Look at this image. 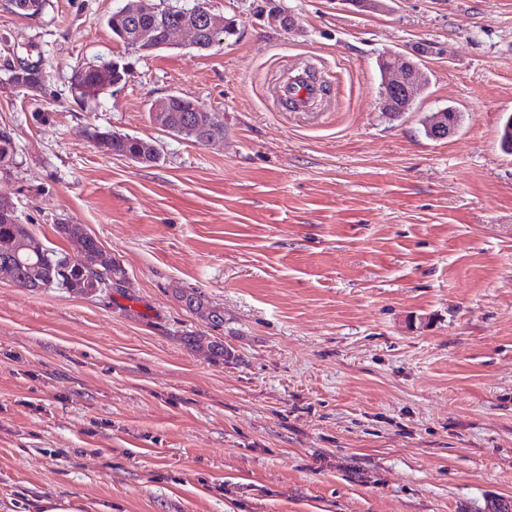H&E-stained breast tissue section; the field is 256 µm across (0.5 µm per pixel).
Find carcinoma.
I'll return each instance as SVG.
<instances>
[{"label": "carcinoma", "mask_w": 512, "mask_h": 512, "mask_svg": "<svg viewBox=\"0 0 512 512\" xmlns=\"http://www.w3.org/2000/svg\"><path fill=\"white\" fill-rule=\"evenodd\" d=\"M10 12L22 17L36 15L45 6V0H10ZM188 6L162 5L159 0H141L140 7L133 14L114 12L106 19V25L120 44L116 27H121L127 34H132L139 27L151 29L156 38L164 37L166 25L172 22L193 20ZM232 35L230 31L206 30L197 42L196 50L209 51L220 47L224 39ZM116 59L102 58L95 63L85 64L75 69L71 87L91 88L97 94L107 91L116 92L115 83L125 86L121 74L113 71ZM192 99L183 95L174 102L169 112L156 114V121L167 131L189 139L200 145H208L224 139V126L215 118L198 120L204 113L191 112ZM459 123L457 111L448 107L424 117L423 128L439 123L440 120ZM89 138L95 148L106 155L129 158L137 163L150 165L158 162L160 152L151 140L134 137L117 132L94 130ZM15 151L12 133L7 128H0V163L10 161ZM15 204L0 194V275L14 281L17 286L30 292L47 288H63L73 293L96 296L123 288L126 282L125 268L104 247L90 235L85 225L60 223L54 225V232L65 240L70 248L55 250L37 235L28 224L16 221ZM176 299L191 314L214 329L224 326V311L211 305L207 297L196 289H174Z\"/></svg>", "instance_id": "1"}]
</instances>
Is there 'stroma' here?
Wrapping results in <instances>:
<instances>
[{"instance_id":"35a3bbf8","label":"stroma","mask_w":512,"mask_h":512,"mask_svg":"<svg viewBox=\"0 0 512 512\" xmlns=\"http://www.w3.org/2000/svg\"><path fill=\"white\" fill-rule=\"evenodd\" d=\"M124 3L0 6V193L51 245L57 222L85 225L127 271L109 297L0 279V512H512V0H280L288 32L253 0H208L236 23L223 48L147 54L106 26ZM386 53L426 77L396 114ZM100 57L133 73L77 105L72 70ZM19 62L46 69L42 97L12 86ZM299 62L328 100L277 111ZM175 93L223 140L155 125ZM447 107L459 128L426 137ZM94 126L154 140L160 161L101 154ZM255 7H253L254 15L268 26L289 31L296 27L295 18L278 6L274 0L264 1V6H260L259 10H255ZM459 115L457 113V111L455 109H453L452 107H448L442 111H439V112H435L431 115H426L424 117V119L422 120V126L424 128V131H426V129L429 127V126H433L437 123H439V121L444 118L447 122L448 121H453L454 123L459 124ZM454 123H441L435 127L432 128V130L430 131L429 135L426 134L427 136H429V138L433 139V140H442V139H445V138H448L449 136H451L452 134H454L455 132V124ZM175 297L191 314L204 321L211 328L224 326V311L210 304L198 289L174 288Z\"/></svg>"}]
</instances>
